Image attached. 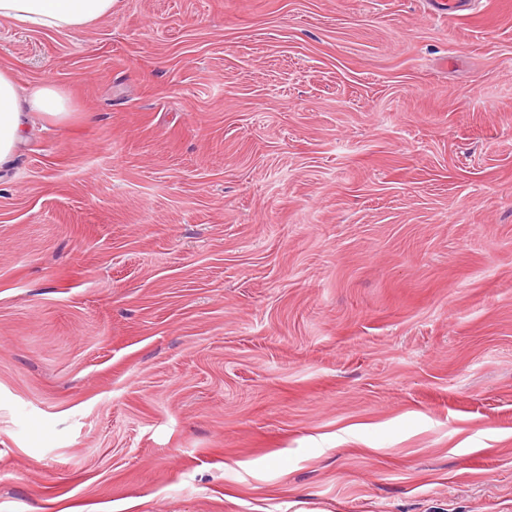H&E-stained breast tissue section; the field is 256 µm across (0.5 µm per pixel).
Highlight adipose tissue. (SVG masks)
Here are the masks:
<instances>
[{"label": "adipose tissue", "instance_id": "adipose-tissue-1", "mask_svg": "<svg viewBox=\"0 0 512 512\" xmlns=\"http://www.w3.org/2000/svg\"><path fill=\"white\" fill-rule=\"evenodd\" d=\"M113 0H0V18L44 30H81L111 14ZM70 104L54 82L20 87L15 76L0 70V168L9 165L29 135L28 117L38 113L66 120Z\"/></svg>", "mask_w": 512, "mask_h": 512}]
</instances>
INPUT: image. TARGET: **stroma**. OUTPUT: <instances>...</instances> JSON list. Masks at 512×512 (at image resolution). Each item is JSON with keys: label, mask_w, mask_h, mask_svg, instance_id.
Here are the masks:
<instances>
[{"label": "stroma", "mask_w": 512, "mask_h": 512, "mask_svg": "<svg viewBox=\"0 0 512 512\" xmlns=\"http://www.w3.org/2000/svg\"><path fill=\"white\" fill-rule=\"evenodd\" d=\"M0 512H512V0L0 20ZM69 111L66 94L51 80L22 89L11 72L0 70V168L12 162L17 146L27 140L29 115L64 121Z\"/></svg>", "instance_id": "obj_1"}]
</instances>
